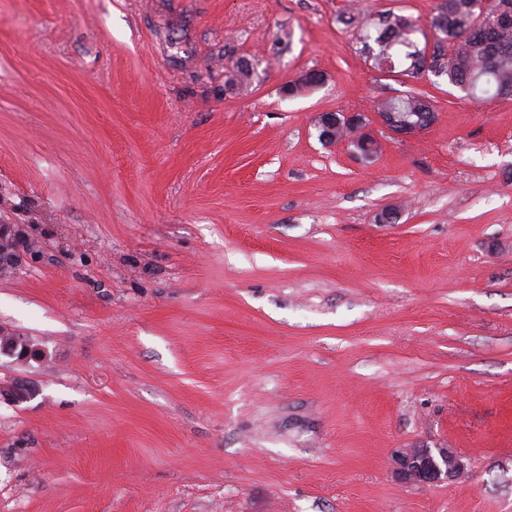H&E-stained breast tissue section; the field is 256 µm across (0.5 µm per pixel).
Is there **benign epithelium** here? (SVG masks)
I'll use <instances>...</instances> for the list:
<instances>
[{"label": "benign epithelium", "instance_id": "benign-epithelium-1", "mask_svg": "<svg viewBox=\"0 0 512 512\" xmlns=\"http://www.w3.org/2000/svg\"><path fill=\"white\" fill-rule=\"evenodd\" d=\"M318 127L321 139L326 145L336 144V113L322 112ZM22 233L12 224H0V277H9L17 273L23 263L18 242ZM13 357L21 362L38 360L42 357L38 348H26L16 352V348L4 346L0 355ZM37 395L34 385L19 380L0 383V400L20 404ZM390 465L396 480L409 486L426 487L459 479L464 476L467 465L454 451L445 447L418 446L399 448L391 456Z\"/></svg>", "mask_w": 512, "mask_h": 512}]
</instances>
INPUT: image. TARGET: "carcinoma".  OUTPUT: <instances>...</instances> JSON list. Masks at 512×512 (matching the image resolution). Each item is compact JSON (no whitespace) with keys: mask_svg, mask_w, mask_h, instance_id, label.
<instances>
[{"mask_svg":"<svg viewBox=\"0 0 512 512\" xmlns=\"http://www.w3.org/2000/svg\"><path fill=\"white\" fill-rule=\"evenodd\" d=\"M430 26L433 41L420 47L413 40L418 32L415 22L387 13L360 23L359 40L373 66L382 72H393L397 63L404 62L403 74L444 75L449 84L477 102L512 96V0H439ZM249 78L248 65L237 62L225 85L232 89ZM375 108L381 115L393 114L401 125L425 127L435 119L431 99L415 91L384 99ZM353 148L369 162L377 154L378 141L371 132H360Z\"/></svg>","mask_w":512,"mask_h":512,"instance_id":"1","label":"carcinoma"}]
</instances>
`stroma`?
Instances as JSON below:
<instances>
[{
	"label": "stroma",
	"instance_id": "35a3bbf8",
	"mask_svg": "<svg viewBox=\"0 0 512 512\" xmlns=\"http://www.w3.org/2000/svg\"><path fill=\"white\" fill-rule=\"evenodd\" d=\"M437 4L0 0V220L40 242L0 332L44 353L0 356L38 390L0 401V512H512V97L340 21ZM410 91L436 118L398 137L372 105ZM422 444L468 477L399 483ZM341 114L336 115V112H323L318 116L320 118L318 127L321 128V139L325 145H335L341 139V142L346 143L347 145L350 143L351 139L354 135L357 134L356 131L351 132L348 136H343L345 130L343 127H336L337 124L340 123L341 126L345 124L346 120L353 119L358 117L357 115L361 113H347V112H339ZM344 115V116H343ZM343 136V137H342Z\"/></svg>",
	"mask_w": 512,
	"mask_h": 512
}]
</instances>
